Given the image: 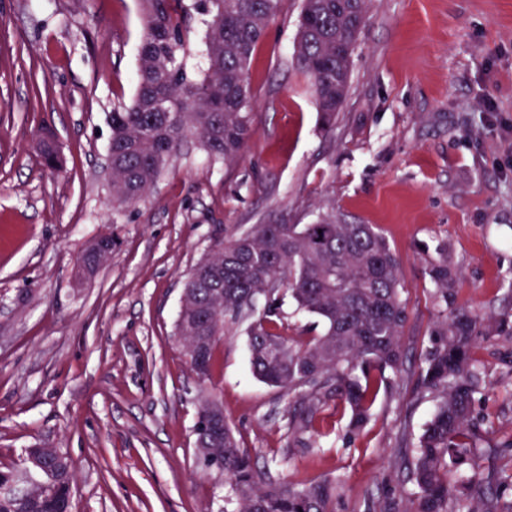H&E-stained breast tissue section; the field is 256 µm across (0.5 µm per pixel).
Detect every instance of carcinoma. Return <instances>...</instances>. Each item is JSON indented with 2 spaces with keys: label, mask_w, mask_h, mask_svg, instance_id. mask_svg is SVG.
Returning a JSON list of instances; mask_svg holds the SVG:
<instances>
[{
  "label": "carcinoma",
  "mask_w": 512,
  "mask_h": 512,
  "mask_svg": "<svg viewBox=\"0 0 512 512\" xmlns=\"http://www.w3.org/2000/svg\"><path fill=\"white\" fill-rule=\"evenodd\" d=\"M282 0H141L143 36L133 102L112 110V210L145 200L165 166L193 140L215 162L230 164L248 147L254 99L249 72ZM368 0H303L294 57L310 82L322 125L330 130L346 99L350 67ZM195 18L205 27L207 67L188 69ZM112 235L95 238L82 254L78 275L94 276ZM428 267L436 319L416 365L406 366L400 261L372 224H348L331 210L312 224H253L216 241L191 269L186 305L176 330L193 371L210 375L216 347L228 326L247 336L254 374L294 399L287 410L291 443L285 450L323 446L317 424L329 409H343L346 443L372 417L379 392L399 394L414 377L416 400L435 403L417 436L402 434L398 469L413 486L407 512H512V441L496 463L476 462L483 434L474 405L484 392L473 355L476 338L492 343L512 337V309L480 316L457 305V272L448 244ZM319 319L322 332L303 344L279 331L282 306ZM210 337L203 360L190 337ZM198 458L224 468L225 502L236 512H329L332 478L302 485L266 481L255 458L224 424V440L195 428ZM33 493L16 495L0 479V512H47L40 484L53 482L57 512L68 507L73 465L55 448H42L38 463L17 473Z\"/></svg>",
  "instance_id": "carcinoma-1"
}]
</instances>
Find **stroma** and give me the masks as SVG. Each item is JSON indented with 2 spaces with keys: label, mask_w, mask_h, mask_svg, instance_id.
<instances>
[{
  "label": "stroma",
  "mask_w": 512,
  "mask_h": 512,
  "mask_svg": "<svg viewBox=\"0 0 512 512\" xmlns=\"http://www.w3.org/2000/svg\"><path fill=\"white\" fill-rule=\"evenodd\" d=\"M302 0H283L250 69L253 135L232 165L198 145L145 201L112 210L106 172L113 107L136 91L139 0H0V468L25 449L74 464L72 512H224L223 477L195 456L197 399L218 397L242 447L276 482L336 477L331 512H404L401 432L433 412L412 393L379 394L351 447L329 412V447L295 453L286 396L251 371L244 331L225 332L200 381L175 323L185 279L219 238L253 224H308L333 210L372 224L400 258L418 362L435 320L426 273L439 243L457 302L512 304V0H369L333 130L320 122L293 46ZM51 130L60 167H43ZM120 240L89 279L87 245ZM492 442L512 437V339L478 342Z\"/></svg>",
  "instance_id": "1"
}]
</instances>
